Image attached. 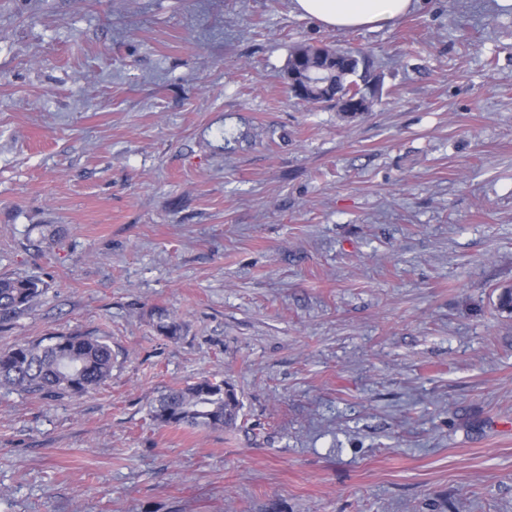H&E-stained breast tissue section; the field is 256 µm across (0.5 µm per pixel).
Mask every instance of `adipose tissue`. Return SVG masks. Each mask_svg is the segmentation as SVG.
Returning a JSON list of instances; mask_svg holds the SVG:
<instances>
[{
	"label": "adipose tissue",
	"mask_w": 512,
	"mask_h": 512,
	"mask_svg": "<svg viewBox=\"0 0 512 512\" xmlns=\"http://www.w3.org/2000/svg\"><path fill=\"white\" fill-rule=\"evenodd\" d=\"M417 0H293L294 10L330 31L379 30L394 26Z\"/></svg>",
	"instance_id": "obj_1"
}]
</instances>
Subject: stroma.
Wrapping results in <instances>:
<instances>
[{"instance_id": "stroma-1", "label": "stroma", "mask_w": 512, "mask_h": 512, "mask_svg": "<svg viewBox=\"0 0 512 512\" xmlns=\"http://www.w3.org/2000/svg\"><path fill=\"white\" fill-rule=\"evenodd\" d=\"M297 43L367 55L372 110L289 98ZM0 275L44 286L0 347L113 355L0 388V512H512V0H0ZM202 375L237 428L152 420ZM299 15L330 31L379 30L394 26L419 0H292ZM112 377V347L83 332L19 341L0 351V387L49 400L88 393Z\"/></svg>"}]
</instances>
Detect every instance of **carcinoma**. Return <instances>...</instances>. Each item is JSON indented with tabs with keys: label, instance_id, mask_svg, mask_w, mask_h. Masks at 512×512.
<instances>
[{
	"label": "carcinoma",
	"instance_id": "obj_1",
	"mask_svg": "<svg viewBox=\"0 0 512 512\" xmlns=\"http://www.w3.org/2000/svg\"><path fill=\"white\" fill-rule=\"evenodd\" d=\"M296 74L304 89L300 100L309 105L332 102L336 111L356 117L353 107L371 111L379 92L380 78L368 57L331 44H295L285 74ZM44 288L37 279L0 276V323L9 322L31 309ZM162 334L176 340L183 323L166 313L160 315ZM112 377V347L83 332L19 341L0 351V387L45 399L88 393ZM228 382L201 376L180 388L161 393L150 408L162 426H188L204 430L233 429L241 417L242 402L236 391L224 395Z\"/></svg>",
	"mask_w": 512,
	"mask_h": 512
}]
</instances>
